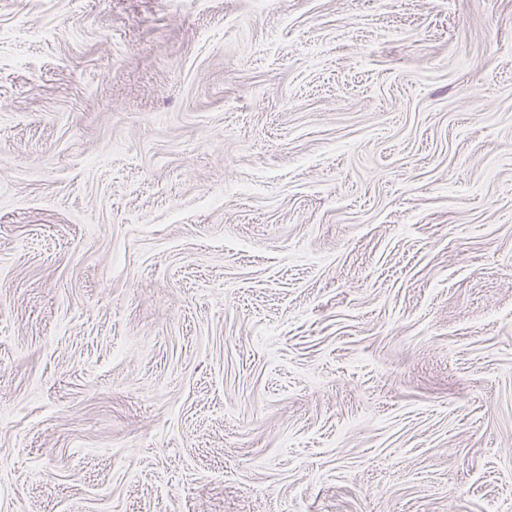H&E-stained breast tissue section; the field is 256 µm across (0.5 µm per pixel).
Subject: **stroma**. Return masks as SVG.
<instances>
[{"label":"stroma","instance_id":"1","mask_svg":"<svg viewBox=\"0 0 512 512\" xmlns=\"http://www.w3.org/2000/svg\"><path fill=\"white\" fill-rule=\"evenodd\" d=\"M0 512H512V0H0Z\"/></svg>","mask_w":512,"mask_h":512}]
</instances>
